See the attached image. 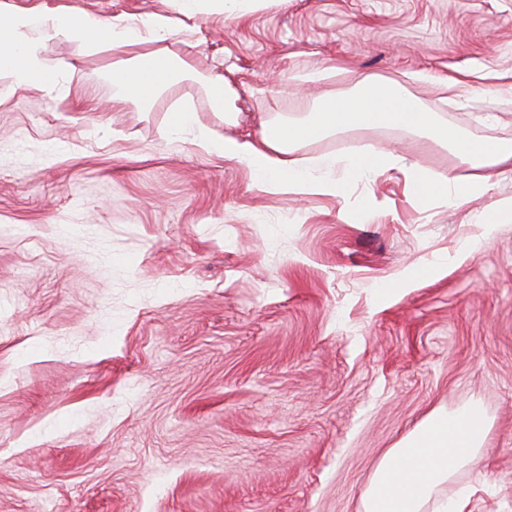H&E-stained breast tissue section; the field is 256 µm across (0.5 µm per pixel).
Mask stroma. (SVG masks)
Masks as SVG:
<instances>
[{"label":"stroma","mask_w":512,"mask_h":512,"mask_svg":"<svg viewBox=\"0 0 512 512\" xmlns=\"http://www.w3.org/2000/svg\"><path fill=\"white\" fill-rule=\"evenodd\" d=\"M7 2L169 15L146 51L223 77L237 118L186 79L113 104L118 54L73 38L43 46L56 86L0 74V512H359L388 448L474 404L489 432L456 481L512 512V223L472 220L512 171L459 208L415 197L405 165L477 171L380 122L294 156L393 168L270 189L198 137L259 138L370 76L512 142V0ZM174 112L192 125L170 132Z\"/></svg>","instance_id":"obj_1"}]
</instances>
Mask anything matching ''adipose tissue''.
Listing matches in <instances>:
<instances>
[{
  "label": "adipose tissue",
  "instance_id": "1",
  "mask_svg": "<svg viewBox=\"0 0 512 512\" xmlns=\"http://www.w3.org/2000/svg\"><path fill=\"white\" fill-rule=\"evenodd\" d=\"M172 33L170 17L160 13L127 23L76 9L41 17L11 10L0 14V39L7 45L6 52H0V70L21 84H53L61 66L42 57L43 44L61 36L81 39L89 51L105 47L122 54V61L112 67L116 102L148 103L173 68L194 73L188 62L175 65L165 55L141 53L142 44L165 40ZM381 121L450 142L463 162L480 171L476 179L462 183L451 176L437 179L419 166H410V190L420 198L463 206L470 198L484 195L499 166L512 161L511 144L476 142L445 131L435 114L402 88L384 87L369 76L361 79L355 97H330L316 116L296 125L266 122L256 140L207 136L203 142L218 156L247 167L264 187L314 182L332 194L345 180L385 170L390 154L372 151L348 159L329 155L305 167L293 157L296 145ZM487 433V421L477 408L452 413L434 410L382 456L361 493L360 512H466L467 497L449 496L448 487L482 448Z\"/></svg>",
  "mask_w": 512,
  "mask_h": 512
}]
</instances>
